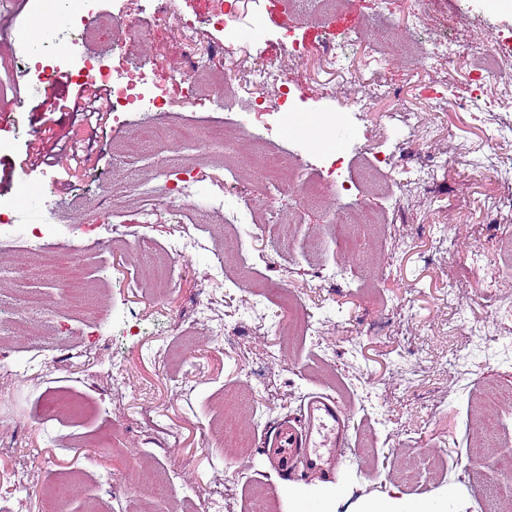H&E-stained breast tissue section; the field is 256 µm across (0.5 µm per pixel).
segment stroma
Here are the masks:
<instances>
[{
  "mask_svg": "<svg viewBox=\"0 0 512 512\" xmlns=\"http://www.w3.org/2000/svg\"><path fill=\"white\" fill-rule=\"evenodd\" d=\"M160 0H97L93 12L78 0L42 11L43 29L30 28L25 43L0 52V158L21 174L0 209L27 224H47L42 254L0 245V507L42 512L41 490L74 485L62 512H201L198 489L223 484L222 512H251L252 490L264 491L271 512H288V494L340 492L334 512H362L372 499L447 498L448 512H512V320L498 322L495 301L512 294V240L493 222L488 207L512 189V173L475 177L491 153L512 154V111L495 124L496 87L512 84V65L494 81L479 79L490 59L473 54L456 68L420 61L430 38L464 26L470 40L512 41V13L491 0H352L323 14L319 0L300 10L287 0H175L174 14L159 13ZM223 12L224 28L213 25ZM419 13V23L408 20ZM137 19L145 32L115 49L113 17ZM194 25V40L208 48L205 69L192 70L180 25ZM67 44L61 69L102 58L121 69L146 66L161 86L167 109L142 121L140 113H104L89 128L76 109L82 85L71 78L32 90L25 66L36 55L54 61L45 40ZM348 49L339 72L323 65L324 49ZM309 52L296 64L291 43ZM232 45L242 74L276 62L288 71L291 92L282 111L258 112L247 131L235 125L255 99L240 88L225 100L213 77L228 65ZM374 52L379 66L367 68ZM383 89L374 113L349 116L360 87ZM474 100L471 110L449 106ZM346 113L343 143L325 137L303 144L298 125ZM223 126L226 143L177 142L159 147L150 133L185 122ZM433 134L423 152L437 163L429 192L403 198L399 187L419 170L406 147L420 128ZM79 144L75 158L54 167L30 168L31 142ZM292 157L294 166L326 176L340 159L351 188L325 189L300 204L289 191L269 192L250 172L255 147ZM390 152L385 182L361 177L377 151ZM195 170L194 207L174 224L162 196L134 195L129 183L161 173L176 178ZM212 196L233 208L257 197L255 222L228 224L203 210ZM152 209L151 223L142 212ZM358 209L383 216L355 229L339 223ZM190 225L196 246L187 260L156 269L161 249ZM124 232L111 241L108 228ZM80 253L85 301L61 302L64 287L50 256ZM281 282L303 305L314 335L289 327L278 303L260 285ZM210 296L211 311L201 299ZM26 321L16 326L17 310ZM224 326L225 336L210 335ZM100 355L86 357L90 345ZM182 346L163 364L159 351ZM57 359V369L45 361ZM132 382L120 404L111 401V374ZM321 389L350 411L349 435L358 465L330 479L295 473L282 478L266 466L264 434L275 417L292 413L298 398ZM240 398V419L252 431L246 448L224 445V397ZM66 395L85 409L76 418L41 419L44 402ZM50 458L16 492L6 472ZM172 481L168 492L159 484Z\"/></svg>",
  "mask_w": 512,
  "mask_h": 512,
  "instance_id": "stroma-1",
  "label": "stroma"
}]
</instances>
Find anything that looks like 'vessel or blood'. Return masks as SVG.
<instances>
[{
  "label": "vessel or blood",
  "instance_id": "vessel-or-blood-1",
  "mask_svg": "<svg viewBox=\"0 0 512 512\" xmlns=\"http://www.w3.org/2000/svg\"><path fill=\"white\" fill-rule=\"evenodd\" d=\"M300 411L304 428H296L292 421L284 419L268 437L264 453L275 467L290 475L325 474L356 464L355 448L340 439L349 422L346 406L316 391L302 400Z\"/></svg>",
  "mask_w": 512,
  "mask_h": 512
}]
</instances>
